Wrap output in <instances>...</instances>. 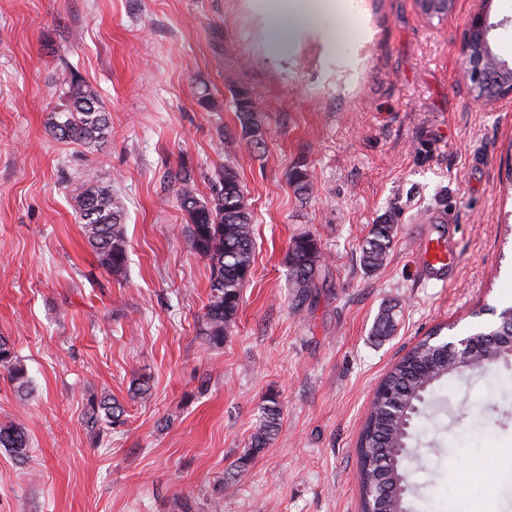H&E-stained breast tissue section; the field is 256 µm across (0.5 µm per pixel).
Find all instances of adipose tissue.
Masks as SVG:
<instances>
[{
    "label": "adipose tissue",
    "mask_w": 512,
    "mask_h": 512,
    "mask_svg": "<svg viewBox=\"0 0 512 512\" xmlns=\"http://www.w3.org/2000/svg\"><path fill=\"white\" fill-rule=\"evenodd\" d=\"M262 16L263 47L272 58L292 56L304 43H316L325 62L357 67L350 46L358 34L345 18L348 0H253Z\"/></svg>",
    "instance_id": "ef3b65f1"
}]
</instances>
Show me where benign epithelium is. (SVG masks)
<instances>
[{"label": "benign epithelium", "mask_w": 512, "mask_h": 512, "mask_svg": "<svg viewBox=\"0 0 512 512\" xmlns=\"http://www.w3.org/2000/svg\"><path fill=\"white\" fill-rule=\"evenodd\" d=\"M453 4L454 0H418L420 11L427 18L449 14ZM491 29L484 12L477 11L470 17L465 45L467 78L475 101L481 104L512 96V61L492 51L488 40ZM448 353L462 367L473 363L471 337L448 343Z\"/></svg>", "instance_id": "7a95c632"}]
</instances>
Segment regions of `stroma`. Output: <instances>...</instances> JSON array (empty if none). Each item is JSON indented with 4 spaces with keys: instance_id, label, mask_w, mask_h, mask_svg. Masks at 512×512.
Wrapping results in <instances>:
<instances>
[{
    "instance_id": "35a3bbf8",
    "label": "stroma",
    "mask_w": 512,
    "mask_h": 512,
    "mask_svg": "<svg viewBox=\"0 0 512 512\" xmlns=\"http://www.w3.org/2000/svg\"><path fill=\"white\" fill-rule=\"evenodd\" d=\"M352 5L368 31L354 74L326 72L312 42L269 58L248 0H0V336L33 380L21 395L0 369V424L31 441L24 465L0 449V512H360L356 444L382 376L437 326H490V307L512 304V97L477 104L465 78L481 6L455 0L428 19L416 0ZM484 7L493 51L512 60V0ZM73 74L109 117L99 146L49 131ZM240 89L261 110L256 151L239 141ZM229 158L256 252L215 346L200 335L209 263L170 175L188 168L206 198ZM85 170L124 203L123 277L83 235L68 186ZM386 222L388 256L366 272L363 242ZM302 234L323 266L297 312L285 256ZM437 238L453 254L444 282L422 272ZM390 303L394 333L373 336ZM138 378L148 401L130 395ZM269 394L279 431L238 471ZM94 395L126 419L97 439L84 424ZM436 395L414 422V512H512V363Z\"/></svg>"
}]
</instances>
